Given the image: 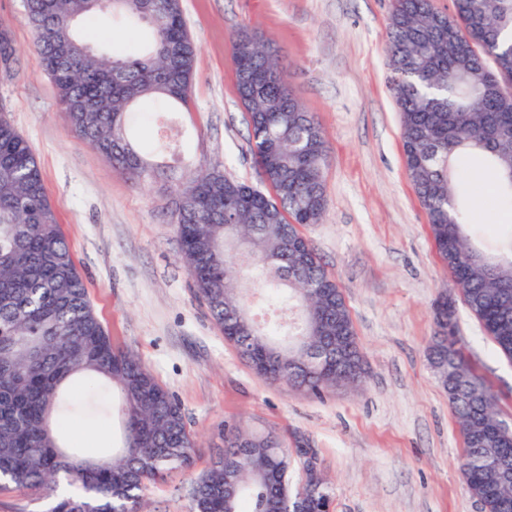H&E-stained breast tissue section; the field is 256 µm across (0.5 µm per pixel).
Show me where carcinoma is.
<instances>
[{"instance_id": "cac0c4a2", "label": "carcinoma", "mask_w": 512, "mask_h": 512, "mask_svg": "<svg viewBox=\"0 0 512 512\" xmlns=\"http://www.w3.org/2000/svg\"><path fill=\"white\" fill-rule=\"evenodd\" d=\"M161 22L146 19L148 0H112L111 10L151 28L138 54L78 52L85 45L76 22L97 11L93 0H26L38 65L51 77L76 135L112 159L139 185L160 179L175 187L171 223L180 259L219 327L249 311V290L270 291L272 314L249 337L266 361L260 378L283 379L320 394L364 385L360 372L321 363L313 352L331 337L355 336L340 286L331 295L318 285L331 279L317 253L301 262L280 249L283 227L321 221L327 142L314 115L288 86L278 50L258 32L240 27L231 36L238 98L253 120L249 138L278 150L275 163L253 152L272 192L228 178L219 161L177 170L156 162L183 146L156 133L150 151L131 142L127 126L146 113L134 108L160 99L171 110L188 108L197 47L181 0H163ZM512 0H452L442 12L433 0H393L387 53L390 91L400 112L407 178L427 214L438 257L462 301L512 361V225L501 224L494 244L476 242L461 203V177L451 160L482 157L494 173V192L512 200V94L486 89L492 62L512 70ZM232 231L254 256L242 268L225 250ZM431 357L448 390L464 439L462 477L483 512H512V436L473 443L500 417L497 398L462 354L458 330L436 320ZM84 376L96 393L112 385L120 399L123 447L93 468L76 466L62 449L54 423L68 417L64 391ZM196 438L178 399L130 353L114 347L96 316L61 231L41 170L27 140L0 113V481L19 491L55 492L49 512H139L147 485L192 463ZM288 460L274 436L251 435L248 446L229 441L224 456L191 479L194 512H284L283 472ZM303 480L331 496L325 476L304 465Z\"/></svg>"}]
</instances>
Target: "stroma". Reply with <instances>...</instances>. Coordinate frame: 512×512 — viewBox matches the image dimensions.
Wrapping results in <instances>:
<instances>
[{
  "mask_svg": "<svg viewBox=\"0 0 512 512\" xmlns=\"http://www.w3.org/2000/svg\"><path fill=\"white\" fill-rule=\"evenodd\" d=\"M392 0H182L197 46L188 110L160 111L170 139L196 166L219 159L226 175L262 178L236 92L230 33L247 26L278 50L279 66L328 143L326 207L303 227L343 290L366 368L361 390L314 397L257 377L224 339L179 259L176 227L159 185L138 187L76 138L49 75L36 62L24 0H0V28L16 48L0 76V107L31 145L89 300L114 344L136 355L175 394L198 446L191 474L224 451V426L276 435L288 450L290 488L298 449L316 453L330 479V512H482L460 471L463 438L432 363L435 305L456 295L406 176L399 111L386 53ZM96 49L134 51L148 34L118 14L80 25ZM464 354L512 417V362L465 306L457 308ZM72 388L67 425L77 457L121 445L119 403L89 405ZM148 484L141 512H193L190 476Z\"/></svg>",
  "mask_w": 512,
  "mask_h": 512,
  "instance_id": "1",
  "label": "stroma"
}]
</instances>
